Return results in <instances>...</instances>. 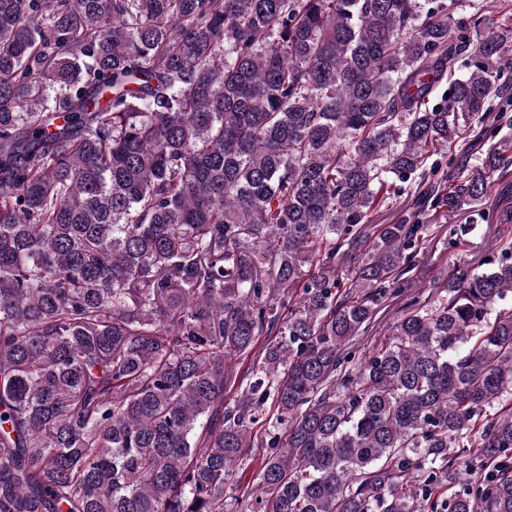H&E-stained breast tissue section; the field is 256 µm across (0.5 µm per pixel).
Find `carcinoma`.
<instances>
[{"mask_svg": "<svg viewBox=\"0 0 512 512\" xmlns=\"http://www.w3.org/2000/svg\"><path fill=\"white\" fill-rule=\"evenodd\" d=\"M460 9L0 0V512H224L254 448L258 512H512V242L338 371L512 171L491 146L371 223L512 62ZM396 186L398 193L396 194V201L394 200V207L388 211H381L373 217V224H390L393 223L401 215L410 214L412 211L411 204L413 200L414 184L410 182H400L396 180Z\"/></svg>", "mask_w": 512, "mask_h": 512, "instance_id": "obj_1", "label": "carcinoma"}]
</instances>
